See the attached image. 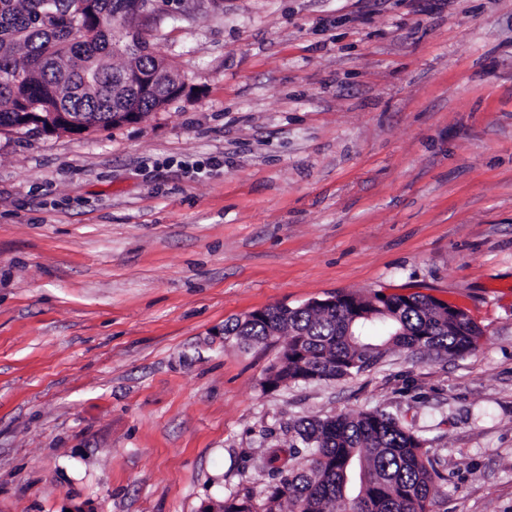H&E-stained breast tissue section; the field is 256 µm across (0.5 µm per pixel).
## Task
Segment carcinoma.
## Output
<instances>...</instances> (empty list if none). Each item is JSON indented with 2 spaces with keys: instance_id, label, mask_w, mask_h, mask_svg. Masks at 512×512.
I'll list each match as a JSON object with an SVG mask.
<instances>
[{
  "instance_id": "carcinoma-1",
  "label": "carcinoma",
  "mask_w": 512,
  "mask_h": 512,
  "mask_svg": "<svg viewBox=\"0 0 512 512\" xmlns=\"http://www.w3.org/2000/svg\"><path fill=\"white\" fill-rule=\"evenodd\" d=\"M42 0H0V71L33 70L34 84L0 83V129L11 130L19 99L47 104L61 98L75 112L102 119L112 112V84L123 69L112 64L113 45L122 27H133L127 0H94L99 29L86 40L70 23L74 0H55V15L39 19ZM160 56L155 36L139 42L129 64L155 68ZM170 90L137 100L143 113L155 111ZM480 327L468 320L448 321L440 302L422 295L385 300L347 293L336 303L290 307L277 304L260 316L224 324V335L240 343H266L288 337L287 349L266 372L269 389L289 382L337 380L377 363L392 346L411 354L455 357L476 349ZM299 443L270 451L266 496L257 502L246 491L224 500L223 512H431L436 483L443 479L424 441L394 417L371 410L303 420L294 427ZM306 453L308 465L294 459Z\"/></svg>"
}]
</instances>
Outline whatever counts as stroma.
<instances>
[{
    "label": "stroma",
    "mask_w": 512,
    "mask_h": 512,
    "mask_svg": "<svg viewBox=\"0 0 512 512\" xmlns=\"http://www.w3.org/2000/svg\"><path fill=\"white\" fill-rule=\"evenodd\" d=\"M188 90L79 135L0 131V512L262 499L299 421L380 409L512 512V0H167ZM341 292L466 308L475 351L394 348L264 390L225 323Z\"/></svg>",
    "instance_id": "stroma-1"
}]
</instances>
